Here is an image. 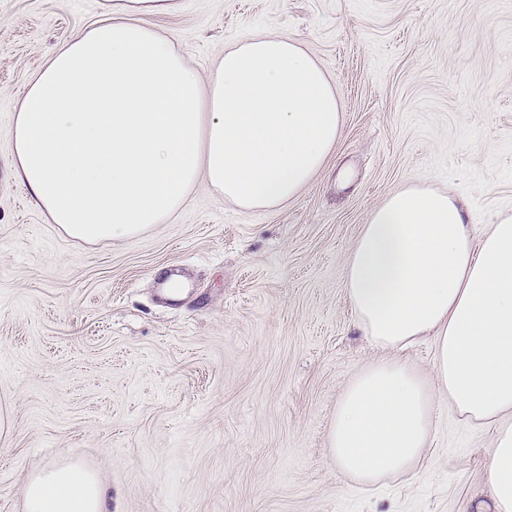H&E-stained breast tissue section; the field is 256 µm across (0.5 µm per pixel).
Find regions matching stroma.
<instances>
[{
    "label": "stroma",
    "instance_id": "1",
    "mask_svg": "<svg viewBox=\"0 0 512 512\" xmlns=\"http://www.w3.org/2000/svg\"><path fill=\"white\" fill-rule=\"evenodd\" d=\"M104 0H0V512L48 464L84 463L107 512H493V430L441 403L423 460L364 484L330 457L336 405L389 360L345 269L405 186L512 216V0H177L145 22L201 75L245 38L297 42L333 80L340 137L289 200L198 186L130 239L49 223L12 175L16 101Z\"/></svg>",
    "mask_w": 512,
    "mask_h": 512
}]
</instances>
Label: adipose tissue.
I'll return each mask as SVG.
<instances>
[{
  "instance_id": "ef3b65f1",
  "label": "adipose tissue",
  "mask_w": 512,
  "mask_h": 512,
  "mask_svg": "<svg viewBox=\"0 0 512 512\" xmlns=\"http://www.w3.org/2000/svg\"><path fill=\"white\" fill-rule=\"evenodd\" d=\"M176 0H105L18 99L12 169L52 223L87 242L163 223L203 185L244 209L294 198L341 129L334 85L295 41L258 34L201 76L148 16ZM345 290L373 342L435 347L430 379L389 361L363 370L336 407L329 448L361 480L403 474L451 402L493 425L495 512H512V217L473 236L450 193L405 187L371 213ZM106 489L78 465L26 484L22 512H106Z\"/></svg>"
}]
</instances>
